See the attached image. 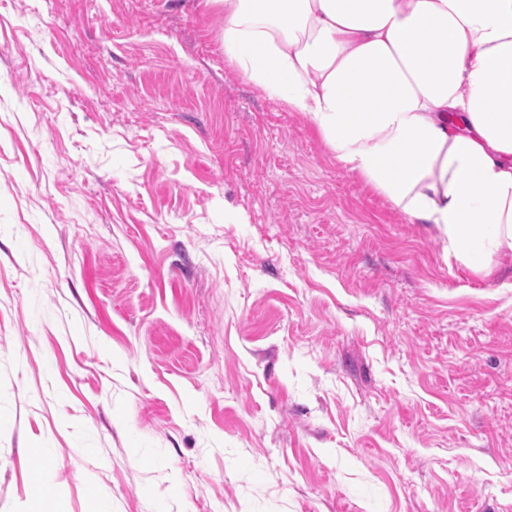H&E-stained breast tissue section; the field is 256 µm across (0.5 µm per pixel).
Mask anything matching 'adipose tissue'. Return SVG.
I'll use <instances>...</instances> for the list:
<instances>
[{
    "label": "adipose tissue",
    "instance_id": "obj_1",
    "mask_svg": "<svg viewBox=\"0 0 512 512\" xmlns=\"http://www.w3.org/2000/svg\"><path fill=\"white\" fill-rule=\"evenodd\" d=\"M246 78L467 263L512 251V0H208Z\"/></svg>",
    "mask_w": 512,
    "mask_h": 512
}]
</instances>
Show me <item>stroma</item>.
Wrapping results in <instances>:
<instances>
[{
	"mask_svg": "<svg viewBox=\"0 0 512 512\" xmlns=\"http://www.w3.org/2000/svg\"><path fill=\"white\" fill-rule=\"evenodd\" d=\"M223 29L0 0V512H512V253L447 255Z\"/></svg>",
	"mask_w": 512,
	"mask_h": 512,
	"instance_id": "stroma-1",
	"label": "stroma"
}]
</instances>
